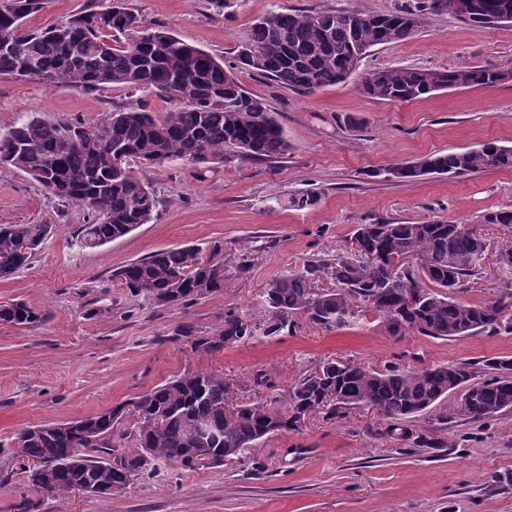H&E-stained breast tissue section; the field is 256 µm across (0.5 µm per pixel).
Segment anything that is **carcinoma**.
Segmentation results:
<instances>
[{"mask_svg":"<svg viewBox=\"0 0 512 512\" xmlns=\"http://www.w3.org/2000/svg\"><path fill=\"white\" fill-rule=\"evenodd\" d=\"M477 8L459 18L476 28L512 24V0H475ZM45 0H3L0 3V74L30 77L26 62L88 91L105 88H147L167 98L172 107L160 118L143 109L116 107L102 126L67 119L48 121L32 112L0 130V168L19 170L40 182L64 203L87 211L76 236L83 247L102 246L128 234L133 224H149L160 200L148 180L130 162L160 167L178 159L208 168L234 159L271 160L288 151L281 125L269 114L264 99L249 93L235 72L208 51L167 30L142 32L126 28L131 15L123 0L105 10L86 9L67 22L21 33L26 19L44 8ZM450 10V0H425L419 6H398L385 13L297 10L271 11L253 25L250 42L237 53L236 68L264 76L290 90L311 93L346 82L363 56L356 51L396 44L414 37L430 13ZM504 73L491 65L448 70L385 68L361 77L362 94L383 101L410 102L442 89L494 86ZM69 125L77 141L68 143L60 130ZM512 170V147L487 141L476 148L434 153L407 168L405 178L423 174L464 177L486 170ZM480 223L512 226V210L485 212ZM48 224H0V237L25 242L28 251L11 266L0 265L6 278L30 264L50 233ZM350 250L333 260L310 261L296 272L275 279L267 291L270 318L266 336L280 335L292 317L306 313L326 330L343 328L367 312L379 314L385 331L402 336L451 340L475 332L496 333L502 314L512 304V282L501 285L496 299L473 304L458 298V288L475 275L487 248L476 227L447 220L422 223L359 224ZM417 259L434 281L447 289L438 293L419 287L404 261ZM336 288L317 287L319 278ZM112 278L134 297L157 306L186 304L224 287V265L212 260L186 264L178 247L157 251L116 270ZM44 321L23 302L0 305V322L27 326ZM179 335L191 348L219 351L248 340L251 326L233 313L224 326L200 335L181 326ZM485 379L469 364L421 369L377 370L361 363L326 362L288 392L289 410L264 403L242 402L235 388L216 373H186L142 395L135 408L148 406L157 415L140 422L138 447L125 452L117 440L127 410H109L67 422L26 427L15 433L19 458L54 466L38 478L25 475L37 492L61 496L75 483L89 482L97 493L110 495L129 486L144 472L147 459L172 462L193 470L190 451L204 447L212 464L239 458L248 448L276 432L296 430L315 411L335 416L342 408L370 406L389 422L388 433L408 440L405 426L433 410L449 395L462 392L459 410L481 420L512 411V360L485 363ZM215 431L206 444L192 433L198 421Z\"/></svg>","mask_w":512,"mask_h":512,"instance_id":"obj_1","label":"carcinoma"}]
</instances>
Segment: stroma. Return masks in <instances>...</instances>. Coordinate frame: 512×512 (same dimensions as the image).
<instances>
[{"instance_id": "obj_1", "label": "stroma", "mask_w": 512, "mask_h": 512, "mask_svg": "<svg viewBox=\"0 0 512 512\" xmlns=\"http://www.w3.org/2000/svg\"><path fill=\"white\" fill-rule=\"evenodd\" d=\"M405 0H124L146 25L175 33L231 65L268 11L330 9L383 12ZM111 0H47L25 30L62 23ZM493 65L507 72L497 86L444 90L412 102L363 96L358 77L304 94L249 72L239 80L263 98L290 144L277 159L239 160L208 170L173 160L147 169L163 198L156 220L97 248L75 234L86 212L65 206L29 175L0 169V224L49 223L53 231L28 267L0 280V303L23 302L45 316L18 327L0 323V512H512V411L472 422L452 394L410 421L427 446L387 432L376 410L356 408L326 418L309 415L298 430L264 438L243 462L188 471L158 464L112 495L53 497L30 489L12 452L18 429L83 418L128 404L188 371L214 372L245 401L285 403L288 391L322 363L352 360L376 369L390 363L419 369L512 359V333L438 340L388 335L376 313L331 331L307 315L269 338L266 292L310 261L347 249L357 225L439 218L474 225L489 210L512 208V170L464 178L423 175L411 181L386 168L432 153L495 140L512 146V24L474 28L452 12L427 16L410 40L377 46L360 69L403 66L440 70ZM163 115L169 102L136 89L86 91L0 74V129L36 112L103 125L115 105ZM314 192L310 208L291 195ZM489 246L480 270L459 292L467 302L492 298L512 282L499 258L512 228L482 227ZM220 246L221 293L189 305L149 306L113 281L114 270L169 247H195L210 257ZM246 319L252 338L216 352L194 350L182 325L215 332L225 313ZM264 376L257 384L256 376Z\"/></svg>"}]
</instances>
